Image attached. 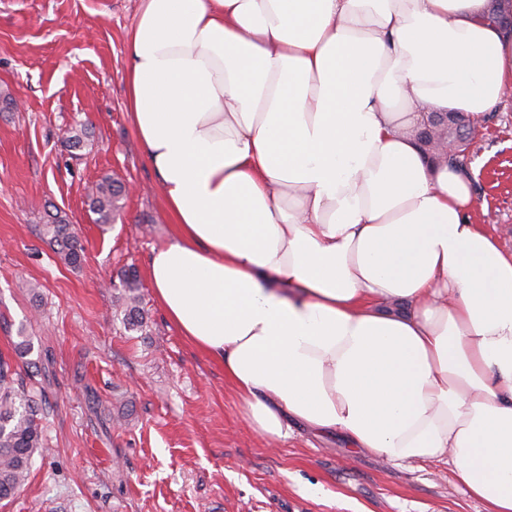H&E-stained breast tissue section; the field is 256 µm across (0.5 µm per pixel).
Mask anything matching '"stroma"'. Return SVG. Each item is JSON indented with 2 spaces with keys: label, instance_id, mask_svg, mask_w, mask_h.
Returning <instances> with one entry per match:
<instances>
[{
  "label": "stroma",
  "instance_id": "1",
  "mask_svg": "<svg viewBox=\"0 0 512 512\" xmlns=\"http://www.w3.org/2000/svg\"><path fill=\"white\" fill-rule=\"evenodd\" d=\"M141 0H0V353L49 371L45 449L0 512H485L450 467L392 464L337 433L294 426L278 447L243 421L216 360L193 348L147 276L173 220L127 113L126 36ZM81 134L83 148L67 142ZM474 223L512 252V96L464 158ZM130 186L99 224L89 188ZM59 209L83 247L65 265L40 230ZM136 270L142 332L120 275ZM124 294L121 297L123 323L129 331H143L147 325L146 313L141 306L136 271H125L120 278Z\"/></svg>",
  "mask_w": 512,
  "mask_h": 512
}]
</instances>
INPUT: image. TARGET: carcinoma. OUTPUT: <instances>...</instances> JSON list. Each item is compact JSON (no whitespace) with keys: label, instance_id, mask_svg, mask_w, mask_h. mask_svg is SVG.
<instances>
[{"label":"carcinoma","instance_id":"1","mask_svg":"<svg viewBox=\"0 0 512 512\" xmlns=\"http://www.w3.org/2000/svg\"><path fill=\"white\" fill-rule=\"evenodd\" d=\"M125 197L122 182L104 178L89 197V208L97 221L108 224L122 208ZM45 234L65 264L80 265L83 248L78 237L57 213L48 214ZM123 323L129 331L146 328L147 317L141 306L135 271L121 275ZM46 410L45 391H36L17 377L11 359L0 355V500L13 498L28 479L34 454L44 448L42 418Z\"/></svg>","mask_w":512,"mask_h":512}]
</instances>
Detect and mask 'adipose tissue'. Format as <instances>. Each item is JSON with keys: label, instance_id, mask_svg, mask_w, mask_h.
Listing matches in <instances>:
<instances>
[{"label": "adipose tissue", "instance_id": "adipose-tissue-1", "mask_svg": "<svg viewBox=\"0 0 512 512\" xmlns=\"http://www.w3.org/2000/svg\"><path fill=\"white\" fill-rule=\"evenodd\" d=\"M490 0H142L129 116L175 222L148 278L268 446L443 461L512 512V253L425 154L512 90Z\"/></svg>", "mask_w": 512, "mask_h": 512}]
</instances>
